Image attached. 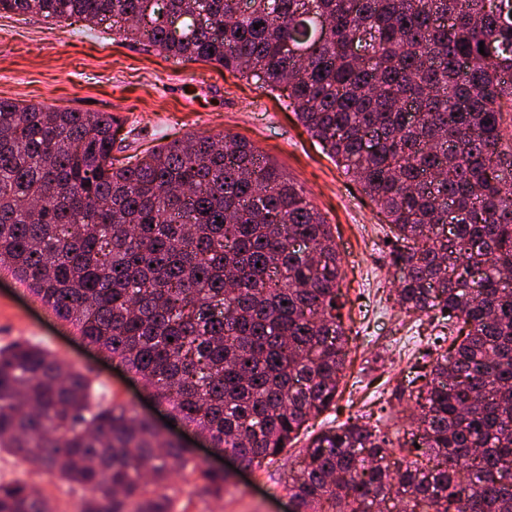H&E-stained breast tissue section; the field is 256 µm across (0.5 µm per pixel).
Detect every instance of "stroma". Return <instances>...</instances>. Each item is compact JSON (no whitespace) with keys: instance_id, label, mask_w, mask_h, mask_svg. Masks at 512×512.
Returning a JSON list of instances; mask_svg holds the SVG:
<instances>
[{"instance_id":"obj_1","label":"stroma","mask_w":512,"mask_h":512,"mask_svg":"<svg viewBox=\"0 0 512 512\" xmlns=\"http://www.w3.org/2000/svg\"><path fill=\"white\" fill-rule=\"evenodd\" d=\"M0 98L46 103L84 112H112L125 135L113 156L145 155L189 134L246 138L268 161L300 186L332 227L346 273L349 297L364 308L347 325L354 340L341 387L342 406L378 413L391 402L393 417L382 421L389 435L409 427L413 404L397 400L410 368L435 320L409 322L394 300L398 273L384 240L385 218L359 184L336 165L298 121L285 93L269 92L213 64L184 62L123 39L106 26L74 19L50 23L39 17H0ZM19 338L47 346L73 368L102 383L140 416L159 421L163 407L151 405L143 382L124 367L86 347L74 328L58 321L10 274H0V345ZM165 437L191 448L205 465L228 469L231 486L223 499L199 495L190 471L175 470V512H291L283 463L263 469L230 465L229 455L186 427L164 428ZM24 478L48 495L58 512H75L79 488L0 455V482Z\"/></svg>"}]
</instances>
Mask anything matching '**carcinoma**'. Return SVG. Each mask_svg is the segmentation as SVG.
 Returning a JSON list of instances; mask_svg holds the SVG:
<instances>
[{
    "mask_svg": "<svg viewBox=\"0 0 512 512\" xmlns=\"http://www.w3.org/2000/svg\"><path fill=\"white\" fill-rule=\"evenodd\" d=\"M2 14L108 21L288 92L385 215L397 304L448 335L408 393L410 438L362 414L317 435L288 475L292 512H512V0H0ZM118 129L110 112L0 98V269L212 447L272 464L345 377L331 225L243 138L122 161ZM2 453L80 486L79 512H175L171 467L193 461L26 340L0 346ZM192 473L224 497L223 474ZM0 512L56 509L14 481Z\"/></svg>",
    "mask_w": 512,
    "mask_h": 512,
    "instance_id": "1",
    "label": "carcinoma"
}]
</instances>
